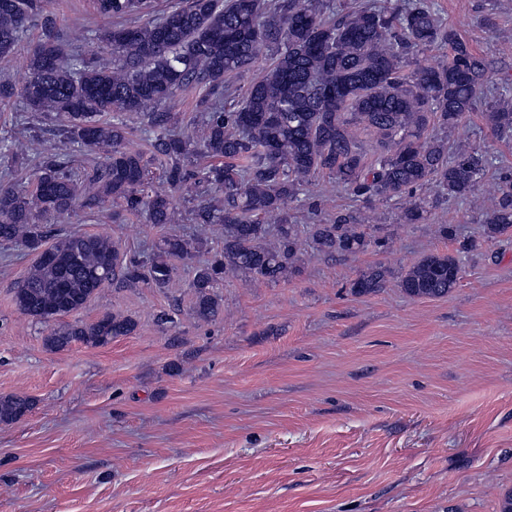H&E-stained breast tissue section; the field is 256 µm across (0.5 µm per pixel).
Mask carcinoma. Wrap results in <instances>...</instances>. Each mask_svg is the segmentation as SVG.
I'll return each mask as SVG.
<instances>
[{
    "label": "carcinoma",
    "mask_w": 512,
    "mask_h": 512,
    "mask_svg": "<svg viewBox=\"0 0 512 512\" xmlns=\"http://www.w3.org/2000/svg\"><path fill=\"white\" fill-rule=\"evenodd\" d=\"M44 6L45 0H0L1 59L16 52ZM91 7L112 20L96 33L112 48V63L69 53L48 34L29 55L21 86L0 81V101L21 97L29 111L57 118L71 145L103 158L80 177L60 154L35 156L31 174L0 187V242L35 254L46 246L55 251L52 258L37 256L13 288L20 313L49 326L51 350L75 342L105 346L131 335L136 322L129 317L60 319L109 284L167 287L175 262L193 260L204 240L165 233L141 262L100 234L70 233L50 242L48 216L63 224L76 207L110 200L163 229L175 223L177 194L197 177L214 196L195 205L194 223L224 227V249L193 266L189 283L193 318L209 322L222 312L216 288L227 279L276 283L305 245L325 254L364 246L360 222L349 214L304 229L288 222V202L312 179L326 175L367 199L402 198L431 184L435 198L414 199L402 212L405 223L419 224L438 199L471 194L484 176L480 155L465 147L450 154L425 136L429 125L453 127L474 111L489 81L485 58L437 19L428 0L393 8L370 3L339 17L323 0H188L160 18L152 17L151 0H91ZM442 47L450 49L448 61L407 70L414 52ZM263 50L273 53V67L232 111H223L225 83L249 71ZM189 90L202 92L201 122L192 119L176 131L172 113L147 111ZM133 112L160 129L152 154L164 163L167 193L154 191L150 159L128 145L121 116ZM490 118L495 133H512V99L491 105ZM358 125L381 136L370 159L355 137ZM199 153L213 163L189 170V157ZM510 231L507 180L486 214L485 234L494 239ZM382 278L372 268L353 288L373 292ZM459 279L454 257L429 254L405 272L400 287L410 297L440 298ZM32 406L26 396H0V423L16 421Z\"/></svg>",
    "instance_id": "1"
}]
</instances>
